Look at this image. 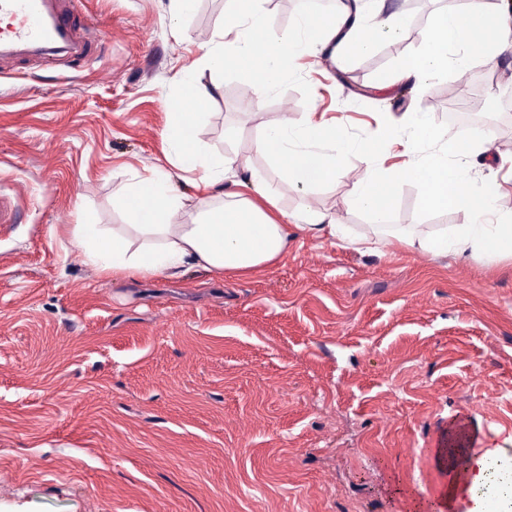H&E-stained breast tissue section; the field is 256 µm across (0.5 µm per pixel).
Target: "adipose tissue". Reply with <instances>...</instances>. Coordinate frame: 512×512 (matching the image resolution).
<instances>
[{"mask_svg":"<svg viewBox=\"0 0 512 512\" xmlns=\"http://www.w3.org/2000/svg\"><path fill=\"white\" fill-rule=\"evenodd\" d=\"M219 27L225 35L208 41L201 68L220 73L231 67L255 76L266 89L290 73L292 58L300 49L315 48L341 61L373 41L365 0H337L336 16L327 25L315 13L300 14L275 39L266 35L265 16L251 8L225 16ZM505 27L503 14L488 11L483 0H471L463 12L441 13L424 33L421 51L397 76L422 85L452 68L490 64L512 47ZM258 60L263 63L259 71L254 68ZM200 119L197 112L171 113L166 167L129 184L123 197L134 224L125 228L75 225L72 244L95 273L141 277H176L191 270L216 275L253 273L284 255L293 231L349 243L371 255L403 248L455 259L474 258L490 250L512 256V200L500 193L495 181L474 180L464 162L449 161L448 137L434 129L430 113H411L392 130L393 140L410 151L418 143L433 142V149L417 156L406 172L425 183L429 205L449 204L464 216L454 230L443 227L430 233L417 232L412 224L392 223L390 200L396 180L380 169L371 142L349 138L312 116L298 124L282 121L268 126L254 142L257 153L268 156L281 175L299 185L307 199L302 224L288 229L257 206V199L272 200L274 191L256 173L245 183L250 198L211 204L191 213L190 197L173 188V171H199L204 188L218 190L237 162L235 156L200 148ZM353 155L368 172L353 202L370 212L374 221L370 236L351 235L335 213L319 209L313 201L321 179L349 175L348 159Z\"/></svg>","mask_w":512,"mask_h":512,"instance_id":"adipose-tissue-1","label":"adipose tissue"}]
</instances>
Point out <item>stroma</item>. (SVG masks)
Here are the masks:
<instances>
[{
	"label": "stroma",
	"mask_w": 512,
	"mask_h": 512,
	"mask_svg": "<svg viewBox=\"0 0 512 512\" xmlns=\"http://www.w3.org/2000/svg\"><path fill=\"white\" fill-rule=\"evenodd\" d=\"M464 0H372L370 51L336 65L302 53L258 93L233 71L200 69L230 0H81L94 18L85 63L0 59V193L16 198L0 234V512H474L512 500L449 487L498 461L512 473V256L398 250L363 254L293 236L247 275L100 277L71 246L83 215L125 225L127 183L164 161L180 76L197 72L204 150L250 156L279 210L299 188L253 149L266 126L323 112L343 133L383 144L391 122L425 107L448 129L445 87L475 103L512 158V52L417 86L395 80L435 17ZM402 18L390 30L388 16ZM315 188L319 208L366 233L351 198L366 175ZM401 180L392 221L429 232L463 215Z\"/></svg>",
	"instance_id": "stroma-1"
}]
</instances>
